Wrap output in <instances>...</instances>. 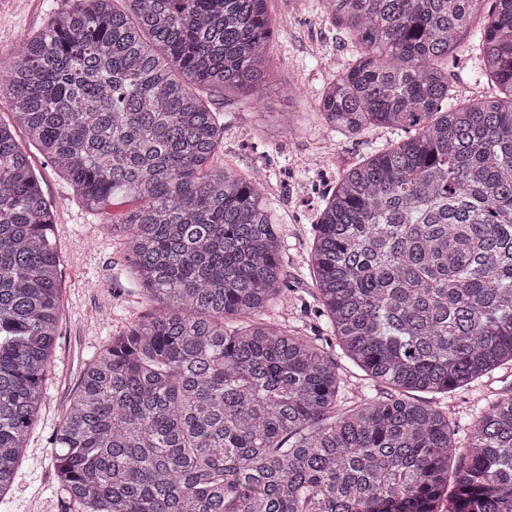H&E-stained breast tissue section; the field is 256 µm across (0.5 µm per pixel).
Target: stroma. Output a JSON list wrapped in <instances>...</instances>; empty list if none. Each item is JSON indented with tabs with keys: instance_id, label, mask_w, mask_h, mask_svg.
Here are the masks:
<instances>
[{
	"instance_id": "stroma-1",
	"label": "stroma",
	"mask_w": 512,
	"mask_h": 512,
	"mask_svg": "<svg viewBox=\"0 0 512 512\" xmlns=\"http://www.w3.org/2000/svg\"><path fill=\"white\" fill-rule=\"evenodd\" d=\"M63 0H0V47L42 30L63 8ZM273 23L270 78L260 99L216 91L211 109L224 125L218 159L249 181L261 184L273 220L280 224L282 259L288 272V300L276 320L315 335L323 323L313 315L308 258L316 210L345 169L373 149L396 141L388 130L368 127L361 135H336L322 122L318 101L324 87L353 55L343 26L320 10L319 0H268ZM56 222L61 257V315L58 337L42 391L39 417L20 459L0 512H65V496L53 469V434L76 393L90 359L128 320L151 313L121 245L106 237L98 218L38 151L30 153ZM512 387V367L445 395H436L468 443L471 414L486 398Z\"/></svg>"
}]
</instances>
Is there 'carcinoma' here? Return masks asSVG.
Returning <instances> with one entry per match:
<instances>
[{"mask_svg":"<svg viewBox=\"0 0 512 512\" xmlns=\"http://www.w3.org/2000/svg\"><path fill=\"white\" fill-rule=\"evenodd\" d=\"M68 0L0 73V497L57 335L54 215L21 129L128 252L143 299L84 370L53 436L72 512H512V0H321L356 55L319 114L345 137L407 133L336 181L309 273L329 337L274 321L288 297L260 188L217 163L200 89L259 98L267 0ZM489 95L459 100L467 34ZM136 205L116 219L114 200ZM383 396L351 386L336 351ZM511 386L512 367L505 365L496 370L489 378L478 380L468 387L456 389L447 395L417 394L426 399L433 397L438 405L448 409V416L456 422V425L458 424L456 437L462 446H465L472 434L470 415L484 405L485 398Z\"/></svg>","mask_w":512,"mask_h":512,"instance_id":"carcinoma-1","label":"carcinoma"}]
</instances>
